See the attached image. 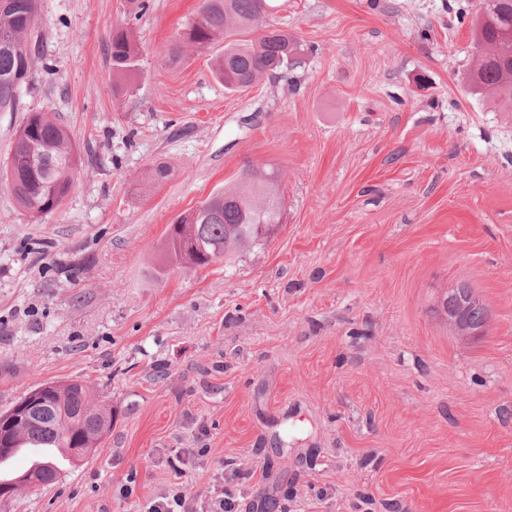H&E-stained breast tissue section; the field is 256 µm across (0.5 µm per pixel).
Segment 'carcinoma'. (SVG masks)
<instances>
[{"label": "carcinoma", "instance_id": "obj_1", "mask_svg": "<svg viewBox=\"0 0 512 512\" xmlns=\"http://www.w3.org/2000/svg\"><path fill=\"white\" fill-rule=\"evenodd\" d=\"M37 8L38 0H10L0 11V112L19 111L20 87L28 85L39 59ZM269 9V0H202L195 20L169 44L167 63L178 64L190 47L222 43L214 69L224 88L236 92L290 68L300 45L287 30L263 23ZM471 34L476 50L468 80L471 92L512 102V0H476ZM140 53L130 29L118 26L112 31L113 75H133ZM80 162L81 148L68 128L48 112H33L17 129L0 173L17 206L43 217L63 205ZM280 179L275 169L253 168L237 184L179 214L166 231L165 256L180 265L206 267L219 261L231 264L264 246L269 226L281 223ZM483 306L468 285L445 292L441 301V309L456 321L458 335L481 329L472 314ZM42 387L48 391L47 419L19 425L15 447L50 443L61 449L96 450L112 430V406L96 400L82 379Z\"/></svg>", "mask_w": 512, "mask_h": 512}]
</instances>
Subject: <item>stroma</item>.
<instances>
[{
    "mask_svg": "<svg viewBox=\"0 0 512 512\" xmlns=\"http://www.w3.org/2000/svg\"><path fill=\"white\" fill-rule=\"evenodd\" d=\"M279 2L265 20L297 36V67L232 94L212 51L164 61L202 0L136 19L127 0H41L0 158L51 112L83 164L39 220L0 183V411L80 378L112 433L0 512H147L218 477L239 512H512V112L466 84L472 0ZM124 25L141 54L120 89ZM252 166L281 175L267 244L164 266L174 218ZM459 282L492 312L469 340L432 312ZM178 448L198 451L179 477ZM141 50L130 29L118 26L112 31L110 60L112 73L117 77H129L138 69Z\"/></svg>",
    "mask_w": 512,
    "mask_h": 512,
    "instance_id": "stroma-1",
    "label": "stroma"
}]
</instances>
